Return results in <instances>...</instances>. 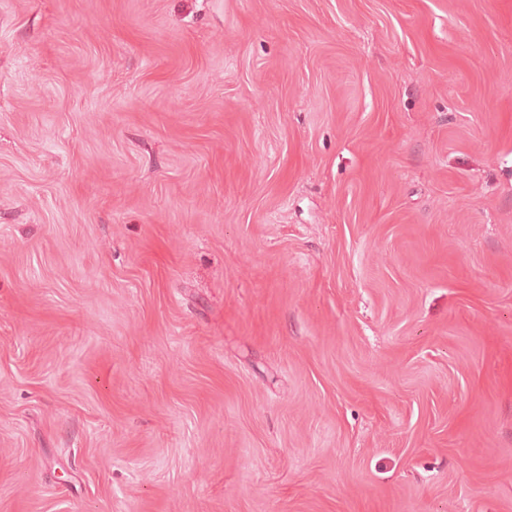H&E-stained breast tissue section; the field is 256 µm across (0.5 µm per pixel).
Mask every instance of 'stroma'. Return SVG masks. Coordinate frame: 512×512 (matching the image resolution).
I'll return each instance as SVG.
<instances>
[{
  "instance_id": "35a3bbf8",
  "label": "stroma",
  "mask_w": 512,
  "mask_h": 512,
  "mask_svg": "<svg viewBox=\"0 0 512 512\" xmlns=\"http://www.w3.org/2000/svg\"><path fill=\"white\" fill-rule=\"evenodd\" d=\"M0 512H512V0H0Z\"/></svg>"
}]
</instances>
